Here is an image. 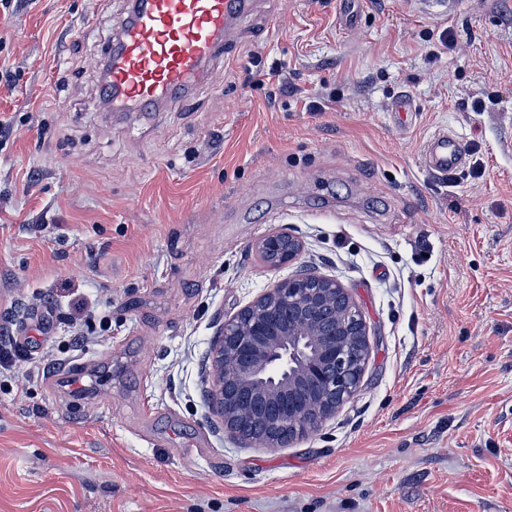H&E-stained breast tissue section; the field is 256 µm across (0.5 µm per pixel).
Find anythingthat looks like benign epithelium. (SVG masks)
Returning a JSON list of instances; mask_svg holds the SVG:
<instances>
[{"mask_svg": "<svg viewBox=\"0 0 512 512\" xmlns=\"http://www.w3.org/2000/svg\"><path fill=\"white\" fill-rule=\"evenodd\" d=\"M271 238L281 242L287 263L302 250L292 234ZM336 298L344 322L339 336L324 337L313 317ZM368 357L366 326L348 291L331 277L298 275L224 322L213 347L210 407L235 435L245 413L274 419L278 431L263 446L285 447L316 432L357 393Z\"/></svg>", "mask_w": 512, "mask_h": 512, "instance_id": "7a95c632", "label": "benign epithelium"}]
</instances>
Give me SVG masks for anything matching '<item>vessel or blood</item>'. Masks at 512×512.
<instances>
[{"instance_id": "1", "label": "vessel or blood", "mask_w": 512, "mask_h": 512, "mask_svg": "<svg viewBox=\"0 0 512 512\" xmlns=\"http://www.w3.org/2000/svg\"><path fill=\"white\" fill-rule=\"evenodd\" d=\"M250 7L251 0H130L101 79L102 103L111 112H141L189 92L223 56L231 24ZM466 158L463 141L440 132L423 165L444 174Z\"/></svg>"}]
</instances>
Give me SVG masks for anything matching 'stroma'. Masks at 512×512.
<instances>
[{"label":"stroma","instance_id":"35a3bbf8","mask_svg":"<svg viewBox=\"0 0 512 512\" xmlns=\"http://www.w3.org/2000/svg\"><path fill=\"white\" fill-rule=\"evenodd\" d=\"M124 8L0 7V512H512V0H360L352 28L255 0L193 92L117 116ZM442 131L467 159L436 175ZM272 232L297 261L261 260ZM304 269L349 291L369 362L319 431L254 447L209 408L212 346ZM463 141L448 132H438L428 142L423 153V165L433 174H444L458 169L466 162Z\"/></svg>","mask_w":512,"mask_h":512}]
</instances>
